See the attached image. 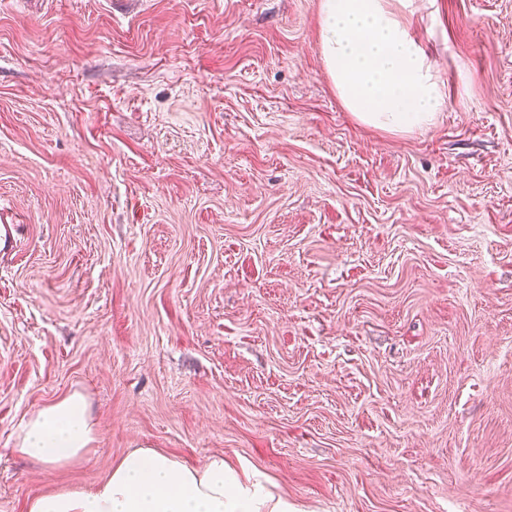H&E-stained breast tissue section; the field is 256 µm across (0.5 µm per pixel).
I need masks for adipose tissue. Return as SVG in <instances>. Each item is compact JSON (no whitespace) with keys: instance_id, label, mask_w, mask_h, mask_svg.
<instances>
[{"instance_id":"1","label":"adipose tissue","mask_w":512,"mask_h":512,"mask_svg":"<svg viewBox=\"0 0 512 512\" xmlns=\"http://www.w3.org/2000/svg\"><path fill=\"white\" fill-rule=\"evenodd\" d=\"M407 0H324L320 38L336 92L362 123L407 132L433 123L446 98L425 51L398 18ZM97 421L86 397L72 392L31 412L14 453L53 467L86 461ZM27 512H288L260 485L243 487L223 456L191 467L137 449L112 467L99 489L63 488L33 497Z\"/></svg>"}]
</instances>
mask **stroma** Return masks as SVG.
<instances>
[{
    "instance_id": "35a3bbf8",
    "label": "stroma",
    "mask_w": 512,
    "mask_h": 512,
    "mask_svg": "<svg viewBox=\"0 0 512 512\" xmlns=\"http://www.w3.org/2000/svg\"><path fill=\"white\" fill-rule=\"evenodd\" d=\"M322 0H0V512L136 449L288 512H512V0L399 16L446 95L347 112ZM79 391L90 459L9 455Z\"/></svg>"
}]
</instances>
